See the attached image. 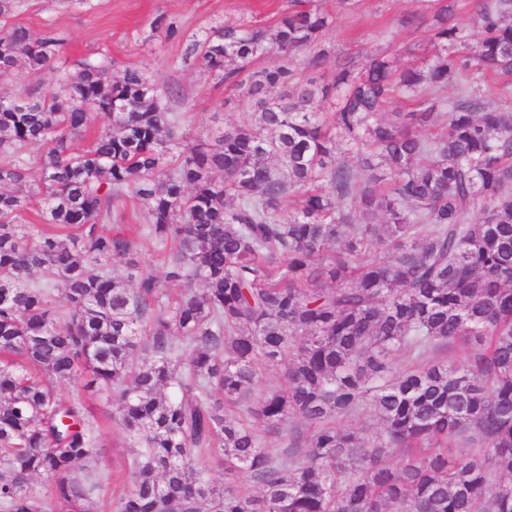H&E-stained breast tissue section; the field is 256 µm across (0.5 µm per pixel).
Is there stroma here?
<instances>
[{"label": "stroma", "mask_w": 512, "mask_h": 512, "mask_svg": "<svg viewBox=\"0 0 512 512\" xmlns=\"http://www.w3.org/2000/svg\"><path fill=\"white\" fill-rule=\"evenodd\" d=\"M412 0H361L359 8L338 17L325 38L332 53L369 54L384 47L410 62L406 49L417 36L398 24ZM283 0H87L84 7H71L62 0H27L26 9L14 16L33 36L47 30L64 35L68 57L106 52L121 65L145 76L183 89L185 102L172 108L184 115L183 129L189 139L206 137L224 126L250 120L251 101L241 90L217 83L199 66L180 65L178 42L157 37L151 27L157 17L179 21L188 31L203 33L214 26H236L246 21L272 22ZM63 395L81 393L97 423L95 464L104 481L100 512H115V485L127 483L120 467L134 453L132 441L112 421L113 409L98 394L64 384Z\"/></svg>", "instance_id": "35a3bbf8"}]
</instances>
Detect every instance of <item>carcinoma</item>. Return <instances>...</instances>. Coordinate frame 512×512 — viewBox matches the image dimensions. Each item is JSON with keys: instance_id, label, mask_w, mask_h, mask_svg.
I'll return each instance as SVG.
<instances>
[{"instance_id": "cac0c4a2", "label": "carcinoma", "mask_w": 512, "mask_h": 512, "mask_svg": "<svg viewBox=\"0 0 512 512\" xmlns=\"http://www.w3.org/2000/svg\"><path fill=\"white\" fill-rule=\"evenodd\" d=\"M462 2L404 13L421 63L342 54L321 83L302 73L359 0H287L271 25L201 35L157 18L181 63L255 101L193 142L179 89L105 54L0 94V512H96L95 426L56 389L81 374L141 448L117 512H512V84L484 89L512 73V0H469L471 28ZM24 5L0 0V81L39 79L66 43L9 22ZM94 114L107 123L78 150ZM130 203L163 277L98 229ZM366 410L375 435L348 425ZM461 438L481 446L456 454Z\"/></svg>"}]
</instances>
